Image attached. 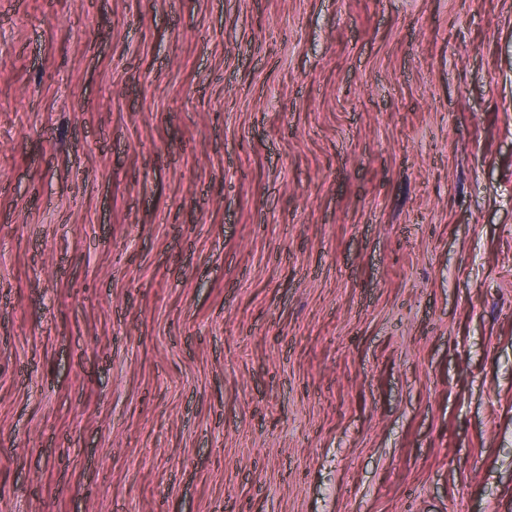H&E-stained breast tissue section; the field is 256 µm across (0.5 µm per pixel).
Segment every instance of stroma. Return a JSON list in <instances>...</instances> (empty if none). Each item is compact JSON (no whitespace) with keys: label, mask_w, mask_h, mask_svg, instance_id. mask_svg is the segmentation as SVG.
<instances>
[{"label":"stroma","mask_w":512,"mask_h":512,"mask_svg":"<svg viewBox=\"0 0 512 512\" xmlns=\"http://www.w3.org/2000/svg\"><path fill=\"white\" fill-rule=\"evenodd\" d=\"M0 512H512V0H0Z\"/></svg>","instance_id":"1"}]
</instances>
